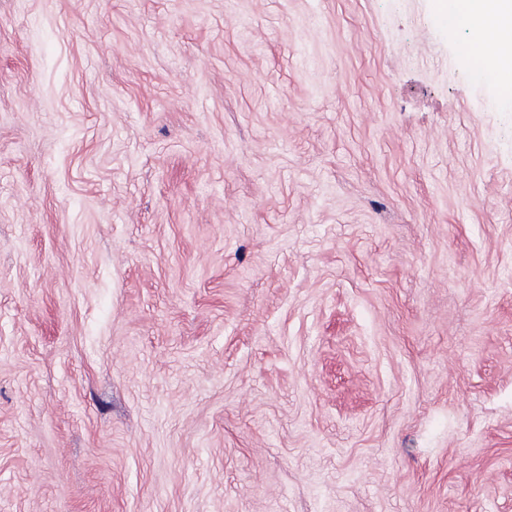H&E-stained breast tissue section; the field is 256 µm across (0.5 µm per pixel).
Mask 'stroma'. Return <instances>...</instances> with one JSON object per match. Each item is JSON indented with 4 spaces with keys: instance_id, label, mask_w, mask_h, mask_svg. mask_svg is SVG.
Here are the masks:
<instances>
[{
    "instance_id": "1",
    "label": "stroma",
    "mask_w": 512,
    "mask_h": 512,
    "mask_svg": "<svg viewBox=\"0 0 512 512\" xmlns=\"http://www.w3.org/2000/svg\"><path fill=\"white\" fill-rule=\"evenodd\" d=\"M437 0H0V512H512V101Z\"/></svg>"
}]
</instances>
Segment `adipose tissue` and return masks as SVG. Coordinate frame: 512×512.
I'll return each mask as SVG.
<instances>
[{
	"mask_svg": "<svg viewBox=\"0 0 512 512\" xmlns=\"http://www.w3.org/2000/svg\"><path fill=\"white\" fill-rule=\"evenodd\" d=\"M441 8L463 16L473 40L468 57L473 65L491 67L500 77L503 96H512V0H441Z\"/></svg>",
	"mask_w": 512,
	"mask_h": 512,
	"instance_id": "1",
	"label": "adipose tissue"
}]
</instances>
